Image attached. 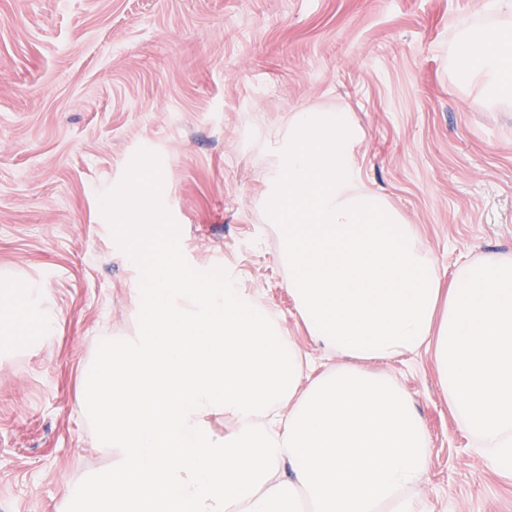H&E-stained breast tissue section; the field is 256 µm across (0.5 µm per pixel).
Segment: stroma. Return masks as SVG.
I'll return each instance as SVG.
<instances>
[{
    "mask_svg": "<svg viewBox=\"0 0 512 512\" xmlns=\"http://www.w3.org/2000/svg\"><path fill=\"white\" fill-rule=\"evenodd\" d=\"M482 0H0V274L44 287L54 336L0 364V512H61L110 457L81 412L99 336L135 335L137 281L101 198L141 150L193 268L220 266L315 373L335 359L289 296L261 195L289 113L348 112L365 183L413 224L444 278L512 252V100L456 78ZM415 401L432 512H512V474L455 422L431 354L373 362Z\"/></svg>",
    "mask_w": 512,
    "mask_h": 512,
    "instance_id": "stroma-1",
    "label": "stroma"
}]
</instances>
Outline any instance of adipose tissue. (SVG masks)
Segmentation results:
<instances>
[{
  "label": "adipose tissue",
  "mask_w": 512,
  "mask_h": 512,
  "mask_svg": "<svg viewBox=\"0 0 512 512\" xmlns=\"http://www.w3.org/2000/svg\"><path fill=\"white\" fill-rule=\"evenodd\" d=\"M486 14L500 18V25L484 30L463 20L451 48L459 62L457 77L465 84L478 83L492 98L512 94V0H483ZM21 320H14L15 310ZM57 316L48 306L43 288L31 280L0 284V334L35 348L54 335Z\"/></svg>",
  "instance_id": "obj_1"
}]
</instances>
